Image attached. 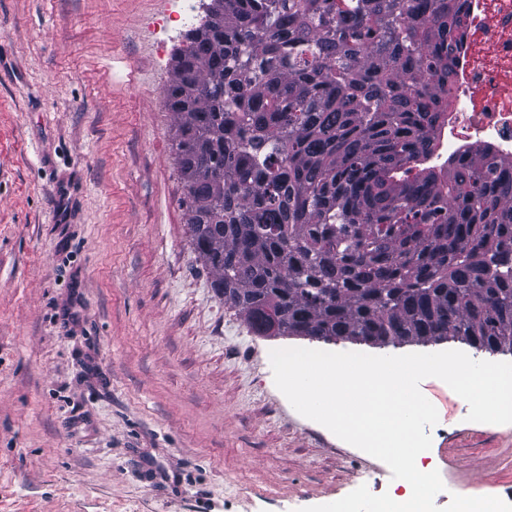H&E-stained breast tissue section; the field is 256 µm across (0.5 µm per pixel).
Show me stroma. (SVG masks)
<instances>
[{"label": "stroma", "mask_w": 512, "mask_h": 512, "mask_svg": "<svg viewBox=\"0 0 512 512\" xmlns=\"http://www.w3.org/2000/svg\"><path fill=\"white\" fill-rule=\"evenodd\" d=\"M176 0H0V512H301L388 466L298 414L270 352L401 355L254 335L193 252L164 91ZM438 409L426 467L512 503V424Z\"/></svg>", "instance_id": "obj_1"}]
</instances>
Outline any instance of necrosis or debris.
<instances>
[{
    "label": "necrosis or debris",
    "mask_w": 512,
    "mask_h": 512,
    "mask_svg": "<svg viewBox=\"0 0 512 512\" xmlns=\"http://www.w3.org/2000/svg\"><path fill=\"white\" fill-rule=\"evenodd\" d=\"M452 108L421 166L446 168L469 147L512 162V0H467Z\"/></svg>",
    "instance_id": "obj_1"
}]
</instances>
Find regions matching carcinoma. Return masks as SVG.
I'll return each mask as SVG.
<instances>
[{"instance_id":"obj_1","label":"carcinoma","mask_w":512,"mask_h":512,"mask_svg":"<svg viewBox=\"0 0 512 512\" xmlns=\"http://www.w3.org/2000/svg\"><path fill=\"white\" fill-rule=\"evenodd\" d=\"M214 2L166 104L224 304L258 336L512 352V166L407 167L448 111L466 0Z\"/></svg>"}]
</instances>
